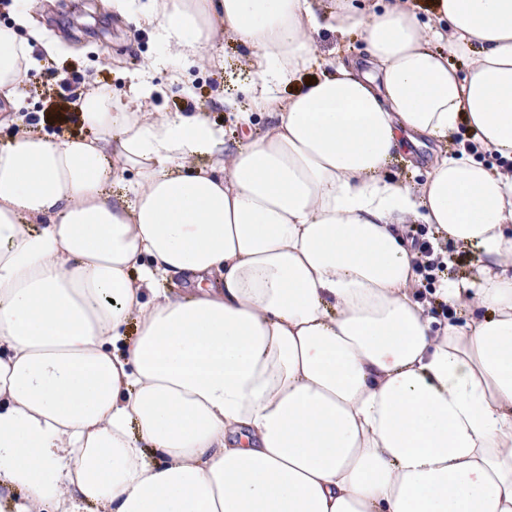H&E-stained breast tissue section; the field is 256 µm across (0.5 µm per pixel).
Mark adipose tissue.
I'll use <instances>...</instances> for the list:
<instances>
[{"label":"adipose tissue","instance_id":"ef3b65f1","mask_svg":"<svg viewBox=\"0 0 512 512\" xmlns=\"http://www.w3.org/2000/svg\"><path fill=\"white\" fill-rule=\"evenodd\" d=\"M433 6L112 0L172 77L241 44L267 129L231 147L146 80L133 104L93 81V137L41 114L0 143L11 512H512V0ZM325 28L366 65L319 59ZM39 65L0 25V97ZM462 124L477 152L391 176ZM409 224L479 258L433 290L455 319ZM421 141L424 145L415 147L413 145H409L411 153L413 154L412 160L414 162V167L418 169V172L412 173V171L405 169L398 163L394 165L391 170V174L396 180L402 179L406 183L424 181L427 164L431 159L432 151L434 149V142L427 139H421ZM409 172H411V175Z\"/></svg>","mask_w":512,"mask_h":512}]
</instances>
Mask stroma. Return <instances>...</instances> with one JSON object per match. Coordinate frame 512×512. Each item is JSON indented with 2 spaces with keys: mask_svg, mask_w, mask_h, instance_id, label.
I'll return each mask as SVG.
<instances>
[{
  "mask_svg": "<svg viewBox=\"0 0 512 512\" xmlns=\"http://www.w3.org/2000/svg\"><path fill=\"white\" fill-rule=\"evenodd\" d=\"M27 19L37 33L30 46L36 56L45 55L46 44L58 47L47 57L46 67L30 72L25 84L12 100L0 99V108L10 111L15 120H30L40 112L60 114L58 122L45 125L48 135L63 138L86 133L79 115L69 106L52 71L67 72L82 82L97 80L110 86L113 95L134 100L135 74L146 71L155 51L153 36L128 18L112 13L102 0H26L24 14L0 6V25ZM222 67H193L179 79L169 73L152 74L155 92L151 106L157 112H195L205 110L210 118L224 126L227 139L238 134L237 119L222 100L235 96L245 101L248 74L242 67L244 49L231 40H223L218 49Z\"/></svg>",
  "mask_w": 512,
  "mask_h": 512,
  "instance_id": "obj_1",
  "label": "stroma"
}]
</instances>
